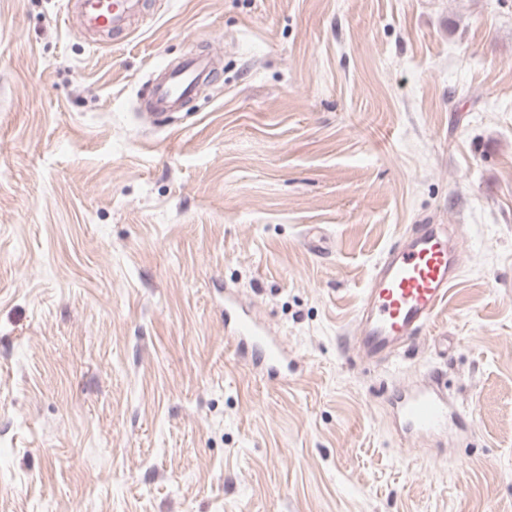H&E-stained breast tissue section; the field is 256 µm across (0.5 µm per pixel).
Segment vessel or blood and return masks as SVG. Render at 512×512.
<instances>
[{
	"label": "vessel or blood",
	"mask_w": 512,
	"mask_h": 512,
	"mask_svg": "<svg viewBox=\"0 0 512 512\" xmlns=\"http://www.w3.org/2000/svg\"><path fill=\"white\" fill-rule=\"evenodd\" d=\"M77 7L82 25L98 33L125 31L142 11L141 0H77ZM216 71L213 60L199 52L160 65L150 81L153 117L162 122L181 111ZM460 257V245L444 224H421L398 237L376 263L363 292L353 338L362 358L395 359L429 335L460 276ZM224 332L258 367L287 377L288 355L278 338L230 295L224 298ZM395 412L406 434L424 435L447 429L455 410L432 373L426 383L398 398Z\"/></svg>",
	"instance_id": "obj_1"
}]
</instances>
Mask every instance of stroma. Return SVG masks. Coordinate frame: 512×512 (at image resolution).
Segmentation results:
<instances>
[{
  "label": "stroma",
  "mask_w": 512,
  "mask_h": 512,
  "mask_svg": "<svg viewBox=\"0 0 512 512\" xmlns=\"http://www.w3.org/2000/svg\"><path fill=\"white\" fill-rule=\"evenodd\" d=\"M0 0V512H512V0ZM219 69L165 125L150 71ZM456 225L432 336L349 342L383 252ZM237 292L287 381L224 338ZM468 425L409 437L433 370ZM75 5L82 25L97 33L123 32L142 11L141 0H78Z\"/></svg>",
  "instance_id": "stroma-1"
}]
</instances>
